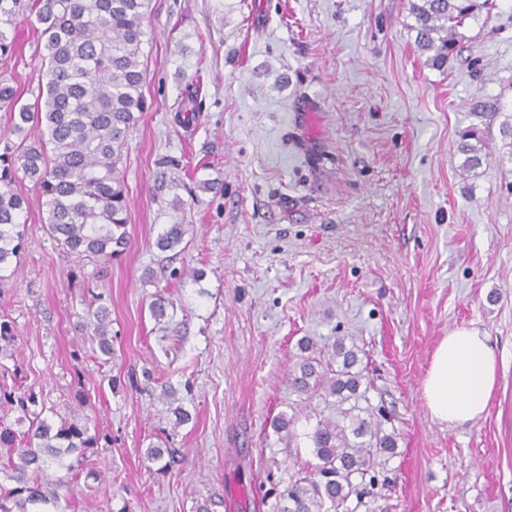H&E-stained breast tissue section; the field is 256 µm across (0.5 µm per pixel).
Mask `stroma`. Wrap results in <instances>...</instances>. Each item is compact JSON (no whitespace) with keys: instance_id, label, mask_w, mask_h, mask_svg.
<instances>
[{"instance_id":"obj_1","label":"stroma","mask_w":512,"mask_h":512,"mask_svg":"<svg viewBox=\"0 0 512 512\" xmlns=\"http://www.w3.org/2000/svg\"><path fill=\"white\" fill-rule=\"evenodd\" d=\"M414 24L409 0H147V108L122 152L129 241L112 263L59 249L17 174L27 235L0 281L15 335L0 369L49 422L76 416L98 437V478L61 487L59 512H270L262 486L298 478L317 423L342 419L293 391L299 343L338 336L361 358L358 408L397 444L353 512H512V0L467 18L442 68ZM10 35L0 77L31 104L41 35L23 18ZM172 224L183 241L160 251ZM99 305L108 360L81 329ZM459 327L501 364L487 414L448 425L423 381Z\"/></svg>"}]
</instances>
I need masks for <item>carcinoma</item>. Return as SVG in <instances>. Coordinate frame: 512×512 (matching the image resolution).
Masks as SVG:
<instances>
[{
	"instance_id": "1",
	"label": "carcinoma",
	"mask_w": 512,
	"mask_h": 512,
	"mask_svg": "<svg viewBox=\"0 0 512 512\" xmlns=\"http://www.w3.org/2000/svg\"><path fill=\"white\" fill-rule=\"evenodd\" d=\"M146 0H0V58L13 52L3 27L23 14L35 16L45 37L41 66L45 84L33 105L19 103L17 89L0 80V105L9 110V134L0 140V269L19 258L25 233L21 214L28 199L14 188L23 170L45 197L46 233L60 249L81 260L106 264L128 243V201L119 163L127 136L145 110L141 67ZM476 8L474 0H410L416 40L441 68L455 51L457 27ZM184 229L170 225L157 245L169 250ZM92 335L100 352L112 355L108 312H93ZM291 384L301 395L326 394L340 406L358 398L362 374L358 353L336 338L329 362L322 349L302 343ZM37 396L23 388L0 387V409L19 413V432L0 421V458L7 459L10 488L0 487V512H48L58 505L57 488L79 474L84 451L97 444L82 421L62 419L53 426L34 410ZM353 405L343 410L349 424L317 423L311 435L317 462L284 487L274 485L262 502L274 498L271 512H352L361 496L360 480L377 457L394 452L396 440L380 422L363 417ZM77 453L75 461L66 457ZM65 471L52 477V467Z\"/></svg>"
}]
</instances>
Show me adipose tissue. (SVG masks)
Wrapping results in <instances>:
<instances>
[{"label":"adipose tissue","instance_id":"ef3b65f1","mask_svg":"<svg viewBox=\"0 0 512 512\" xmlns=\"http://www.w3.org/2000/svg\"><path fill=\"white\" fill-rule=\"evenodd\" d=\"M497 352L477 330L457 328L432 354L423 383L426 406L442 423L459 425L480 419L497 384Z\"/></svg>","mask_w":512,"mask_h":512}]
</instances>
